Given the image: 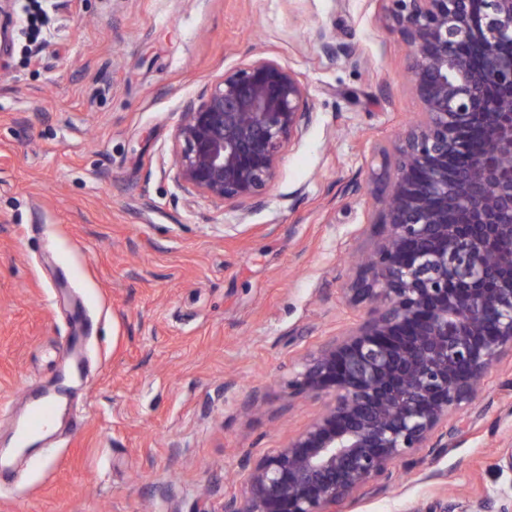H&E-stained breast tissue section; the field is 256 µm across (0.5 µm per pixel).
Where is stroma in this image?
<instances>
[{
    "label": "stroma",
    "instance_id": "obj_1",
    "mask_svg": "<svg viewBox=\"0 0 512 512\" xmlns=\"http://www.w3.org/2000/svg\"><path fill=\"white\" fill-rule=\"evenodd\" d=\"M27 2L0 54V448L73 382L56 430L0 481V512H222L321 409L289 374L365 316L344 296L348 257L381 232L366 222L371 148L418 110L407 49L383 0H47L53 35L32 58ZM266 56L301 76L314 117L244 217L182 190L174 134L187 102ZM511 376L492 370L451 448L336 512L493 493Z\"/></svg>",
    "mask_w": 512,
    "mask_h": 512
}]
</instances>
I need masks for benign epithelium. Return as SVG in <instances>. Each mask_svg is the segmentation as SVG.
I'll list each match as a JSON object with an SVG mask.
<instances>
[{
    "instance_id": "obj_1",
    "label": "benign epithelium",
    "mask_w": 512,
    "mask_h": 512,
    "mask_svg": "<svg viewBox=\"0 0 512 512\" xmlns=\"http://www.w3.org/2000/svg\"><path fill=\"white\" fill-rule=\"evenodd\" d=\"M386 2L419 113L379 149L370 181L383 231L350 289L365 317L288 379L323 410L250 468L224 512H336L411 455L448 448L488 373L512 357V0ZM312 115L299 74L250 60L186 104L178 181L244 218ZM496 466L512 473L511 440ZM427 512H512V484Z\"/></svg>"
}]
</instances>
